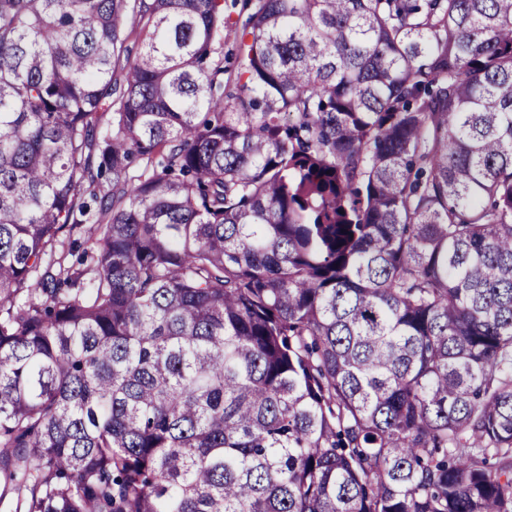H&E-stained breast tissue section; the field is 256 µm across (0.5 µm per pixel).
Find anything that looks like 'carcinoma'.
<instances>
[{
	"label": "carcinoma",
	"mask_w": 512,
	"mask_h": 512,
	"mask_svg": "<svg viewBox=\"0 0 512 512\" xmlns=\"http://www.w3.org/2000/svg\"><path fill=\"white\" fill-rule=\"evenodd\" d=\"M225 24L0 0V490L512 512V0H258L227 98Z\"/></svg>",
	"instance_id": "1"
}]
</instances>
